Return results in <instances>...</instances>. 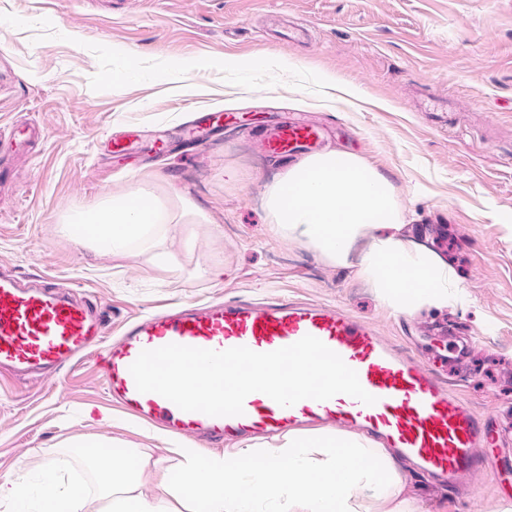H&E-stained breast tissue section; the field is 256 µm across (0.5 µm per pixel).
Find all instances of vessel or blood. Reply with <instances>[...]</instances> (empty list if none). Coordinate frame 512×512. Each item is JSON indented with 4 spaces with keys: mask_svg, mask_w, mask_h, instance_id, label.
I'll use <instances>...</instances> for the list:
<instances>
[{
    "mask_svg": "<svg viewBox=\"0 0 512 512\" xmlns=\"http://www.w3.org/2000/svg\"><path fill=\"white\" fill-rule=\"evenodd\" d=\"M325 133L309 123L280 122L267 133L263 146L273 155L289 157L315 150ZM307 335L321 340L356 371L374 404L339 394L283 407L255 392L246 397L242 415L215 417L181 410L156 393L139 392L130 372L141 351L171 343L217 351L245 346L267 353ZM91 353L108 394L124 410L211 445L304 425H337L377 438L451 486L462 474L493 466L484 452L493 438L489 426L431 368L340 311L283 301L173 306L133 321L115 341L91 305L51 289L22 286L17 277L0 271V367L49 375Z\"/></svg>",
    "mask_w": 512,
    "mask_h": 512,
    "instance_id": "b4317fda",
    "label": "vessel or blood"
}]
</instances>
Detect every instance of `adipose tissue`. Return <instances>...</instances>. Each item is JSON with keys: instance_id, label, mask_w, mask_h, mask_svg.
<instances>
[{"instance_id": "1", "label": "adipose tissue", "mask_w": 512, "mask_h": 512, "mask_svg": "<svg viewBox=\"0 0 512 512\" xmlns=\"http://www.w3.org/2000/svg\"><path fill=\"white\" fill-rule=\"evenodd\" d=\"M116 197L87 208L75 221L86 228L83 247L125 255L136 246L151 253L170 277L183 272L166 243L186 239L189 217L199 210L183 199L180 214L163 204L135 207L148 197ZM266 207L278 232L321 252L330 262L353 267L356 276L375 288L394 311L453 308L462 300V285L453 267L437 253L401 232L406 222L389 179L355 153L309 155L270 186ZM178 482L164 473V461L141 453L130 468L106 458L92 464L91 482L59 480L45 466L39 483L26 476L0 484V503L12 512H249L253 498L273 493L286 499L288 512H358L360 496L391 503L405 512L398 481L384 478V451L356 434L307 438L287 433L259 445L242 441L221 456L191 448H174ZM261 460L250 479L239 463Z\"/></svg>"}]
</instances>
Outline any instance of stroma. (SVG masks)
I'll use <instances>...</instances> for the list:
<instances>
[{
  "instance_id": "stroma-1",
  "label": "stroma",
  "mask_w": 512,
  "mask_h": 512,
  "mask_svg": "<svg viewBox=\"0 0 512 512\" xmlns=\"http://www.w3.org/2000/svg\"><path fill=\"white\" fill-rule=\"evenodd\" d=\"M0 0V266L105 309L108 329L172 301L299 299L357 318L423 361L493 431L494 469L458 490L413 463L394 477L412 512H502L512 503V0ZM359 88L337 100L336 85ZM236 112L203 144L158 141L193 112ZM333 128L329 150L354 152L393 183L405 234L452 265L466 303L397 313L313 248L281 237L265 207L291 166L266 153L269 119ZM45 128L27 154L10 136ZM127 134L131 153L113 152ZM149 184L205 215L169 250L94 252L69 217ZM108 396L93 356L47 378L0 373V482L38 478L48 457L87 479L65 441L165 456L163 443Z\"/></svg>"
}]
</instances>
